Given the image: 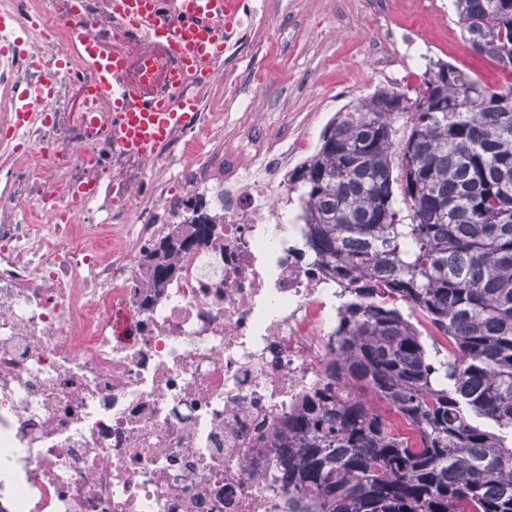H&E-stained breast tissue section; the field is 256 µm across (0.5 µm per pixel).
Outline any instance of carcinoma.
Listing matches in <instances>:
<instances>
[{"label":"carcinoma","mask_w":512,"mask_h":512,"mask_svg":"<svg viewBox=\"0 0 512 512\" xmlns=\"http://www.w3.org/2000/svg\"><path fill=\"white\" fill-rule=\"evenodd\" d=\"M453 6L512 74V0ZM288 183L314 266L349 296L323 390L274 432L288 512H512V82L431 61L339 110ZM181 223L140 255L151 288L220 236L197 194Z\"/></svg>","instance_id":"1"}]
</instances>
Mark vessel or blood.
<instances>
[{"label":"vessel or blood","instance_id":"b4317fda","mask_svg":"<svg viewBox=\"0 0 512 512\" xmlns=\"http://www.w3.org/2000/svg\"><path fill=\"white\" fill-rule=\"evenodd\" d=\"M246 0H111L112 13L152 34L154 42L177 62L139 79L131 61L108 52L95 39L79 34L68 45L94 76V94L111 108L112 144L118 151L152 157L176 131L196 121L195 98L173 92L174 84L204 80L224 66V24Z\"/></svg>","mask_w":512,"mask_h":512}]
</instances>
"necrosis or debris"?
Masks as SVG:
<instances>
[{
	"label": "necrosis or debris",
	"mask_w": 512,
	"mask_h": 512,
	"mask_svg": "<svg viewBox=\"0 0 512 512\" xmlns=\"http://www.w3.org/2000/svg\"><path fill=\"white\" fill-rule=\"evenodd\" d=\"M128 53L134 76L168 59L106 0H0V512H288L267 438L324 379L340 289L289 224L298 141L215 152L205 103L149 159L113 152L71 38ZM56 96L18 119L21 93ZM97 117L96 135L87 118ZM96 179L101 194L75 202ZM203 195L221 237L146 292L139 257Z\"/></svg>",
	"instance_id": "4bbe7bcc"
}]
</instances>
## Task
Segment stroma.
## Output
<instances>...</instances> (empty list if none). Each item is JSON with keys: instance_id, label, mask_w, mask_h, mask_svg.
Instances as JSON below:
<instances>
[{"instance_id": "stroma-1", "label": "stroma", "mask_w": 512, "mask_h": 512, "mask_svg": "<svg viewBox=\"0 0 512 512\" xmlns=\"http://www.w3.org/2000/svg\"><path fill=\"white\" fill-rule=\"evenodd\" d=\"M253 41L202 96L215 112L225 142L241 139L253 112H273L304 140L312 155L343 106L393 82L375 75L370 58L381 29L395 32L402 85L419 83L426 60L470 70L492 85L512 76L479 60L463 38L452 0L419 14L415 0H263Z\"/></svg>"}]
</instances>
